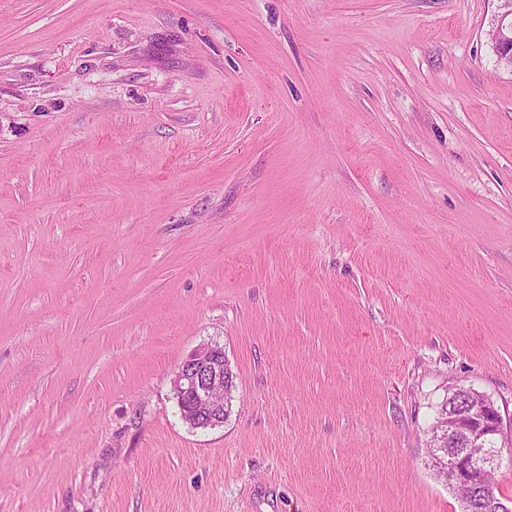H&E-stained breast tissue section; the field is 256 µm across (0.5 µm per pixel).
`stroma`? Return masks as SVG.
<instances>
[{
	"mask_svg": "<svg viewBox=\"0 0 512 512\" xmlns=\"http://www.w3.org/2000/svg\"><path fill=\"white\" fill-rule=\"evenodd\" d=\"M496 8L0 0V512H461L442 400L512 417ZM228 361L224 348L207 344L194 350L178 367L173 391L183 397V418L195 428L224 423V373Z\"/></svg>",
	"mask_w": 512,
	"mask_h": 512,
	"instance_id": "obj_1",
	"label": "stroma"
}]
</instances>
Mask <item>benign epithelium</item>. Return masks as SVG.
<instances>
[{
    "mask_svg": "<svg viewBox=\"0 0 512 512\" xmlns=\"http://www.w3.org/2000/svg\"><path fill=\"white\" fill-rule=\"evenodd\" d=\"M497 2L489 43L497 63L512 72V0ZM227 364L224 347L211 343L194 350L178 367L173 391L185 400L182 416L191 426L213 428L224 423ZM502 434L503 421L494 401L472 389L445 418L444 443L434 448L432 464L448 469L449 486L474 490L468 512H509L488 484V476L509 451ZM490 437L499 448L486 447Z\"/></svg>",
    "mask_w": 512,
    "mask_h": 512,
    "instance_id": "1",
    "label": "benign epithelium"
}]
</instances>
